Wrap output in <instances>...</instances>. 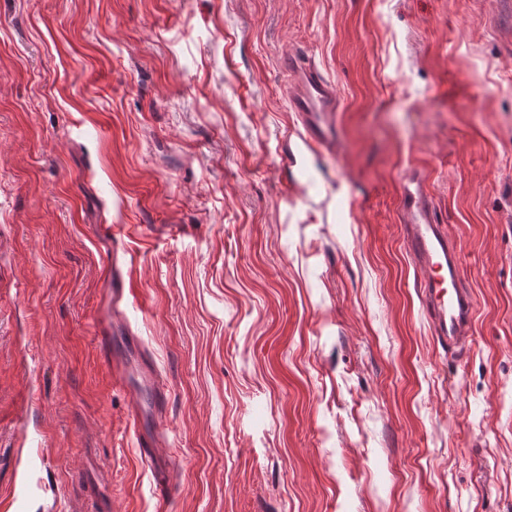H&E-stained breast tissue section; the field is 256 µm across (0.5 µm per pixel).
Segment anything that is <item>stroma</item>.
Returning a JSON list of instances; mask_svg holds the SVG:
<instances>
[{"label": "stroma", "mask_w": 512, "mask_h": 512, "mask_svg": "<svg viewBox=\"0 0 512 512\" xmlns=\"http://www.w3.org/2000/svg\"><path fill=\"white\" fill-rule=\"evenodd\" d=\"M336 87V148L283 58ZM478 302L430 334L399 191ZM168 389L157 488L100 271ZM15 512H512V0H0V496ZM288 72V108L296 112L304 129L303 148L312 144L332 147L338 140L336 112L339 101L336 87L321 74L308 54L296 50L282 61Z\"/></svg>", "instance_id": "stroma-1"}]
</instances>
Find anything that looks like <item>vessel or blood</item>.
Instances as JSON below:
<instances>
[{
	"label": "vessel or blood",
	"mask_w": 512,
	"mask_h": 512,
	"mask_svg": "<svg viewBox=\"0 0 512 512\" xmlns=\"http://www.w3.org/2000/svg\"><path fill=\"white\" fill-rule=\"evenodd\" d=\"M282 66L289 75L288 108L296 112L304 129L300 138L303 147L334 146L338 140L339 110L335 86L304 51L290 53ZM399 209L403 244L413 264L424 272L418 288L431 335L441 347L464 353L471 344L477 298L463 283L459 250L447 225L437 218L435 198L422 170L413 169L403 179ZM102 282L106 297L98 320V355L119 377L135 373L140 390L152 396L155 419H163L167 405L165 386L155 368L147 363L138 338L119 319L126 288L118 267L107 266ZM155 434V429L138 424L136 442L141 459L152 465L156 483L163 486L168 475L157 465Z\"/></svg>",
	"instance_id": "1"
}]
</instances>
